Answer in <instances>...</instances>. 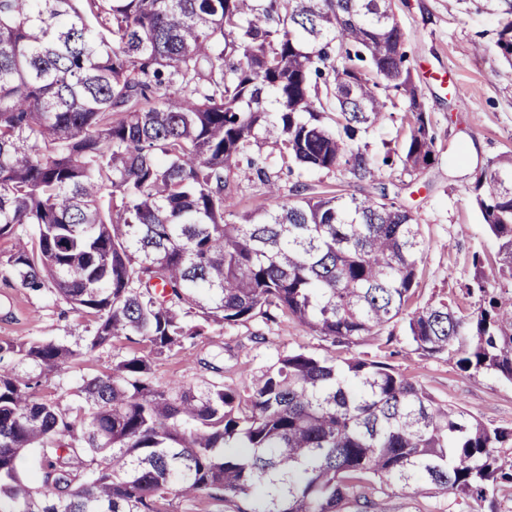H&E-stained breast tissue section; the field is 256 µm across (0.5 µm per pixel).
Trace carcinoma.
Segmentation results:
<instances>
[{"mask_svg":"<svg viewBox=\"0 0 512 512\" xmlns=\"http://www.w3.org/2000/svg\"><path fill=\"white\" fill-rule=\"evenodd\" d=\"M496 46L512 60V0ZM392 0H0V277L48 290L90 322L74 347L0 339V512H172L170 496L220 512L372 509L370 479L428 483L487 503L512 495V430L442 407L389 365L303 350L242 387L157 386L153 359L215 329L289 316L350 344L398 322L426 244L382 193L280 200L288 171L344 168L374 182L434 157ZM393 89L413 122L398 148L361 143ZM246 165L274 204L228 223ZM499 243L463 312L408 315L413 350L512 383V155L476 176ZM124 337L138 345L80 386L83 404L39 396L48 375ZM38 454L40 476L18 468ZM253 153H260L264 157H268V162L271 167V171L274 172V175H278L276 178L279 188L281 199L287 200L288 198L294 197V187L296 178L294 176H288L285 166H283V170H280L282 166V162L279 158L278 151L274 150L270 145L263 144L260 145V148L253 145L252 146Z\"/></svg>","mask_w":512,"mask_h":512,"instance_id":"carcinoma-1","label":"carcinoma"}]
</instances>
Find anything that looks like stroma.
Returning a JSON list of instances; mask_svg holds the SVG:
<instances>
[{"mask_svg":"<svg viewBox=\"0 0 512 512\" xmlns=\"http://www.w3.org/2000/svg\"><path fill=\"white\" fill-rule=\"evenodd\" d=\"M407 41L404 49L435 137V160L422 169L385 171L374 183L356 182L345 169L313 171L303 181L307 195L342 190L361 197L386 192L416 215L426 242L413 307L446 298L472 311L478 296L468 294L473 255L485 260L489 287H497L499 244L488 233L473 202L476 173L488 161L512 154V63L497 52L499 15L489 0H393ZM409 133V114L397 95L388 98L383 124L369 138L378 153ZM257 321L225 329L194 345L162 356L153 381L201 385L224 381L242 386L272 364L278 354L305 350L318 356L352 355L391 365L416 381L441 406L467 409L491 427L512 428V383L495 375L462 371L456 354L428 356L414 351L395 325L391 335L370 336L351 345H331L290 318L280 319L264 339ZM86 336L85 321L48 291L32 292L0 279V337L32 338L73 345ZM134 349L122 338L49 376L43 396L70 406L78 388ZM391 512H484L476 501L460 500L419 483L388 491Z\"/></svg>","mask_w":512,"mask_h":512,"instance_id":"1","label":"stroma"}]
</instances>
